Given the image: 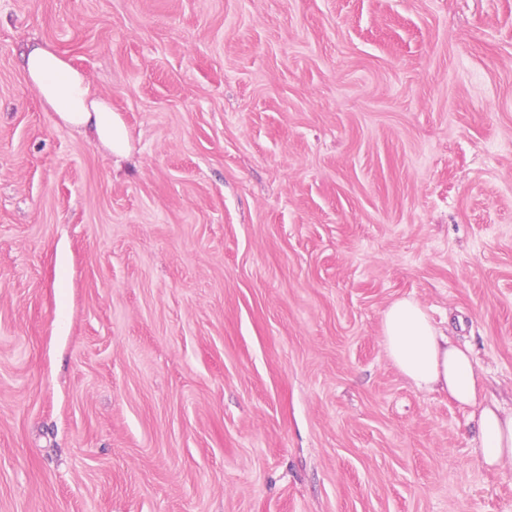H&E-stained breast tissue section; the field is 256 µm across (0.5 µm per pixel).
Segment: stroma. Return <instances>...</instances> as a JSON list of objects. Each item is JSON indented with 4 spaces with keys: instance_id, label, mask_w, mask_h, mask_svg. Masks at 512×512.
Wrapping results in <instances>:
<instances>
[{
    "instance_id": "stroma-1",
    "label": "stroma",
    "mask_w": 512,
    "mask_h": 512,
    "mask_svg": "<svg viewBox=\"0 0 512 512\" xmlns=\"http://www.w3.org/2000/svg\"><path fill=\"white\" fill-rule=\"evenodd\" d=\"M402 297L511 409L512 0H0V512H512ZM24 68L33 91L67 127L90 133L98 146L116 157L130 149L128 133L111 102L98 94L86 76L47 45H30ZM382 335L394 366L419 390L446 391L460 407L480 406L477 426L483 463L512 461V410L483 405L480 367L468 348L454 344L412 298L393 301L383 313Z\"/></svg>"
}]
</instances>
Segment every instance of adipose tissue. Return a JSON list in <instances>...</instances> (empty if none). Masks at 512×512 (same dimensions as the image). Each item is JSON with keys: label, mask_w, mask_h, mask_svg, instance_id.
Instances as JSON below:
<instances>
[{"label": "adipose tissue", "mask_w": 512, "mask_h": 512, "mask_svg": "<svg viewBox=\"0 0 512 512\" xmlns=\"http://www.w3.org/2000/svg\"><path fill=\"white\" fill-rule=\"evenodd\" d=\"M24 68L33 91L67 127L91 134L110 155L126 156L128 133L111 102L86 76L49 46L30 45ZM386 351L394 366L417 389L447 392L460 407H479L482 459L490 467L512 461V412L483 402L480 367L469 348L454 344L412 298L393 301L382 318Z\"/></svg>", "instance_id": "adipose-tissue-1"}]
</instances>
